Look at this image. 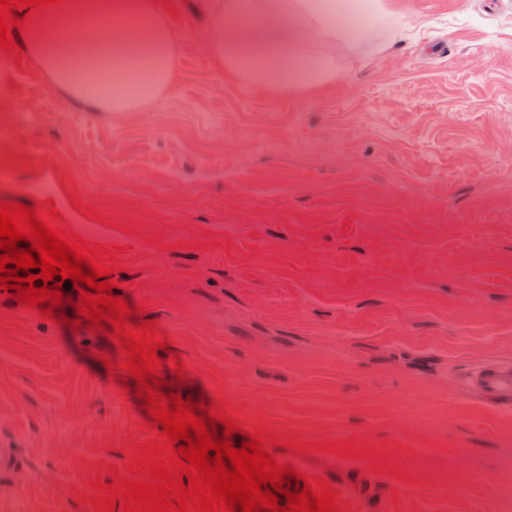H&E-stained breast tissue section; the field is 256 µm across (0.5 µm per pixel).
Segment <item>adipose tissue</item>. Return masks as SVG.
<instances>
[{
	"label": "adipose tissue",
	"mask_w": 512,
	"mask_h": 512,
	"mask_svg": "<svg viewBox=\"0 0 512 512\" xmlns=\"http://www.w3.org/2000/svg\"><path fill=\"white\" fill-rule=\"evenodd\" d=\"M386 25L393 0H356L346 23L335 0H219L208 41L226 75L261 90H303L336 75L330 46ZM18 46L52 88L94 112H130L167 93L177 38L153 0H57L28 21Z\"/></svg>",
	"instance_id": "1"
}]
</instances>
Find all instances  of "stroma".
Here are the masks:
<instances>
[{"label":"stroma","mask_w":512,"mask_h":512,"mask_svg":"<svg viewBox=\"0 0 512 512\" xmlns=\"http://www.w3.org/2000/svg\"><path fill=\"white\" fill-rule=\"evenodd\" d=\"M172 89L89 112L29 58L0 95V200L118 248L111 295L156 323L190 401L303 453L346 512H512V414L458 386L512 361V0H399L420 35L337 41L336 77L260 91L221 73L204 0H155ZM97 209L100 220L87 218ZM0 292V512H94L91 480L154 440L141 400L72 327Z\"/></svg>","instance_id":"stroma-1"}]
</instances>
